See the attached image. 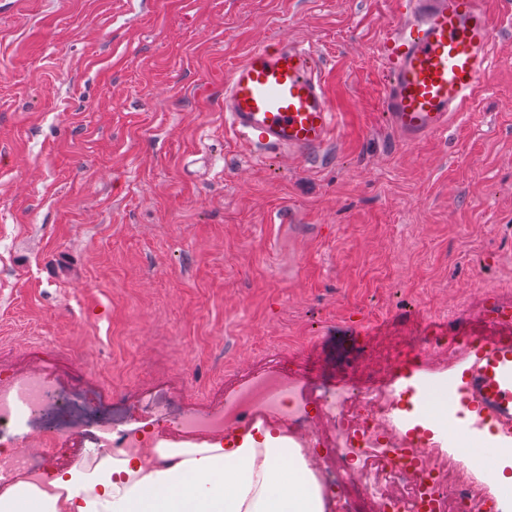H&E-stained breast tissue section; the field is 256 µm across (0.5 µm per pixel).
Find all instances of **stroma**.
Instances as JSON below:
<instances>
[{"instance_id":"35a3bbf8","label":"stroma","mask_w":512,"mask_h":512,"mask_svg":"<svg viewBox=\"0 0 512 512\" xmlns=\"http://www.w3.org/2000/svg\"><path fill=\"white\" fill-rule=\"evenodd\" d=\"M447 130L402 144L378 49L402 0H0V367L41 350L108 399L201 412L271 352L300 390L499 335L512 305V0ZM318 55L337 114L312 159L224 124L253 47Z\"/></svg>"}]
</instances>
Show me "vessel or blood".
<instances>
[{
    "label": "vessel or blood",
    "mask_w": 512,
    "mask_h": 512,
    "mask_svg": "<svg viewBox=\"0 0 512 512\" xmlns=\"http://www.w3.org/2000/svg\"><path fill=\"white\" fill-rule=\"evenodd\" d=\"M381 43L383 106L408 144L447 129L491 66L494 27L482 0H404ZM224 121L241 139L308 158L330 141L336 115L311 48L251 50L230 70ZM459 393L476 413L469 428L493 425L512 445V333L480 341L464 356Z\"/></svg>",
    "instance_id": "vessel-or-blood-1"
}]
</instances>
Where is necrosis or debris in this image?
Masks as SVG:
<instances>
[{
  "label": "necrosis or debris",
  "instance_id": "necrosis-or-debris-1",
  "mask_svg": "<svg viewBox=\"0 0 512 512\" xmlns=\"http://www.w3.org/2000/svg\"><path fill=\"white\" fill-rule=\"evenodd\" d=\"M298 360L275 355L267 367L227 391L204 412L175 409L163 391L137 403L151 411L137 422L130 405L106 404L76 383L51 377L42 356L20 371L0 370V491L18 476L41 481L45 456L31 452L25 423L36 417L54 420L53 437L74 436L85 446L78 457L94 467L101 457L139 449L149 454L156 429L173 427L186 436L223 442L239 429L262 422L282 434L303 433L308 448L323 449L314 460L325 491L332 495L329 512H483L488 492L469 472L449 483L435 444L397 428L393 413L406 401L403 392L364 381L346 388L314 385L309 389L313 412H302L295 382ZM348 486L337 494V486Z\"/></svg>",
  "mask_w": 512,
  "mask_h": 512
}]
</instances>
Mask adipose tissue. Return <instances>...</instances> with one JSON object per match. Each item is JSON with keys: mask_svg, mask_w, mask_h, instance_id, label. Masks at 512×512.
<instances>
[{"mask_svg": "<svg viewBox=\"0 0 512 512\" xmlns=\"http://www.w3.org/2000/svg\"><path fill=\"white\" fill-rule=\"evenodd\" d=\"M457 453L496 474L512 506V447L488 436L477 446L459 420ZM159 461L132 452L104 457L92 472L68 470L39 486L26 480L0 493V512H323L321 490L299 444L255 426L223 445L160 449Z\"/></svg>", "mask_w": 512, "mask_h": 512, "instance_id": "obj_1", "label": "adipose tissue"}]
</instances>
